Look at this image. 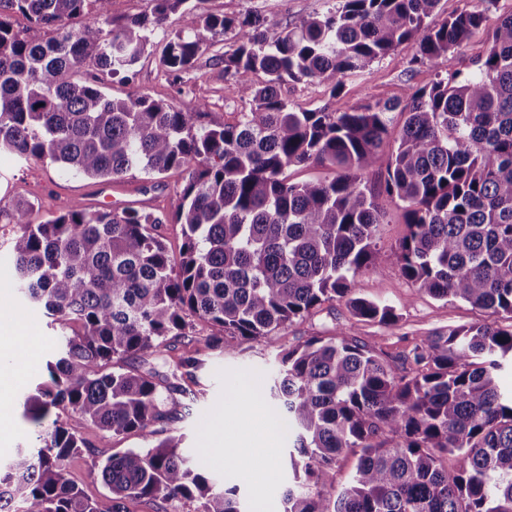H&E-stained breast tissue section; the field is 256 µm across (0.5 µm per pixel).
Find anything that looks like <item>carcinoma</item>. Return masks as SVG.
I'll list each match as a JSON object with an SVG mask.
<instances>
[{"mask_svg": "<svg viewBox=\"0 0 512 512\" xmlns=\"http://www.w3.org/2000/svg\"><path fill=\"white\" fill-rule=\"evenodd\" d=\"M200 2L146 0L115 25L111 0H0V155L47 158L109 182L187 173L171 219L130 205H75L43 224L30 223V202L8 214L18 226L13 288L79 331L63 337L49 380L23 403L40 445L0 464V512L16 501L23 512H127L128 500L178 497L200 501L198 512H246L238 485H211L187 463L180 436L107 456L98 469L110 495L87 498L66 461L92 445L60 414L148 439L167 414L154 377L125 369L131 357L166 360L172 338L234 349L335 300L396 324L392 306L353 288L375 266L383 194L404 204L407 234L392 260L401 274L494 320L421 337L399 369L342 332L284 351L269 389L288 424L283 512H512V390L498 385L512 361V11L493 21L462 11L433 25L440 0H338L270 40L259 16L207 14ZM15 11L52 36L14 30ZM172 14L181 28L159 65L180 89L197 58L234 33L224 75L244 103L236 122L203 125L194 109L104 91L106 78L133 83L149 34ZM487 27L490 47L470 74L442 76L403 105L301 110L282 97L284 84L304 82L335 98L346 79L409 41L411 63L441 71L450 49ZM79 70L93 79L74 80ZM394 112L405 119L388 151ZM310 161L336 175L287 181L286 169ZM167 222L183 228L177 258ZM197 321L219 334L198 335ZM201 366L187 352L173 376L192 382ZM345 451L358 459L338 489Z\"/></svg>", "mask_w": 512, "mask_h": 512, "instance_id": "carcinoma-1", "label": "carcinoma"}]
</instances>
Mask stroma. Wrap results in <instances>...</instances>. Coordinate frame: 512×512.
Segmentation results:
<instances>
[{"label":"stroma","instance_id":"stroma-1","mask_svg":"<svg viewBox=\"0 0 512 512\" xmlns=\"http://www.w3.org/2000/svg\"><path fill=\"white\" fill-rule=\"evenodd\" d=\"M336 0H202L205 13L237 17L258 14L270 22L268 37L300 18L327 13ZM177 16H170L165 28L150 37V46L135 66L133 88L155 99L185 109L201 105L202 123H232L243 105L224 92V65L221 57L231 51L232 34H225L197 60L187 75L189 90L178 93L163 76L158 56L170 34L179 30ZM416 51L408 42L376 61L370 75L347 79L339 97H331L318 85L285 84L282 93L295 106L315 110L322 107L348 108L367 102L406 101L416 88L431 85L436 71L429 65L410 67ZM184 175H167L162 187L152 188L142 173L127 176L121 183L97 182L62 169L47 160L32 159L23 163L0 156V327L14 329L18 341L32 340L36 359L23 379L10 390L0 393V413L8 416L10 430L0 437V460L8 458L26 438L33 436L34 426L24 417L20 402L31 390L46 361L53 359L56 338L61 331L51 328L42 309L23 302L8 281L11 270V240L17 228L9 224L7 214L13 203L30 201L29 220L44 223L50 211L64 212L73 205L97 208L108 201L148 205L160 213L174 215L180 204ZM385 219L378 228L376 267L359 273L354 281L356 296L393 306L399 321L387 326L352 315L344 302L325 303L317 313L280 330L277 336L247 341L227 354L208 349L201 355L206 364L190 391L163 390L166 420L156 424L157 438L171 434L182 438V452L193 467L210 474L216 484L232 478L241 484L247 512H282V493L292 471L289 466L288 441L276 433L265 443H257L255 427L264 423L275 408L264 393L278 370V354L304 343L310 337H328L342 332L357 337L384 358L399 360L416 338L447 331L448 327L468 326L486 320L485 311L461 300L444 301L430 297L405 279L389 257L405 236L407 226L401 201L383 198ZM68 427L89 439L93 454H82L67 464L68 477L90 498L107 494L98 473L101 460L113 453L145 447L137 434L112 437L109 433L87 426L78 416L65 419ZM233 449L235 466L224 467L225 449Z\"/></svg>","mask_w":512,"mask_h":512}]
</instances>
